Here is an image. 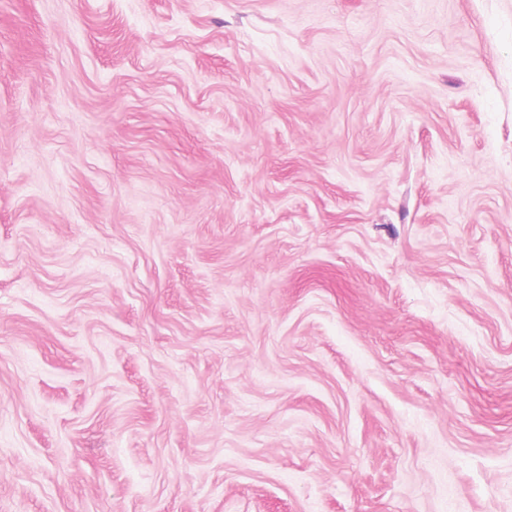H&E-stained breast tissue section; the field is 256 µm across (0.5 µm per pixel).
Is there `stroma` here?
<instances>
[{"label":"stroma","instance_id":"stroma-1","mask_svg":"<svg viewBox=\"0 0 512 512\" xmlns=\"http://www.w3.org/2000/svg\"><path fill=\"white\" fill-rule=\"evenodd\" d=\"M0 512H512V0H0Z\"/></svg>","mask_w":512,"mask_h":512}]
</instances>
